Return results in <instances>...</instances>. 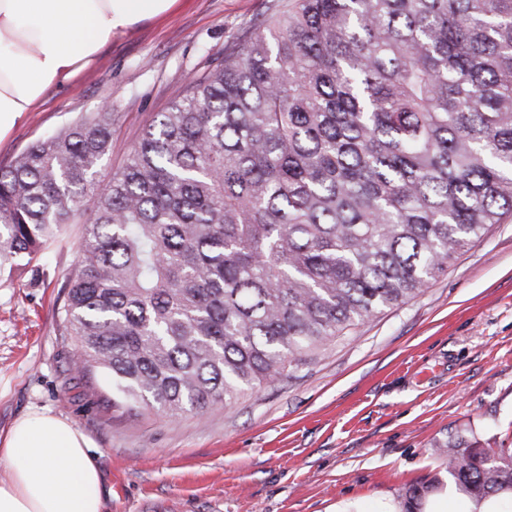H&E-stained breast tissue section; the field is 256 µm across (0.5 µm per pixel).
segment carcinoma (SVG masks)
Here are the masks:
<instances>
[{"label":"carcinoma","mask_w":512,"mask_h":512,"mask_svg":"<svg viewBox=\"0 0 512 512\" xmlns=\"http://www.w3.org/2000/svg\"><path fill=\"white\" fill-rule=\"evenodd\" d=\"M111 145L95 112L0 166V278L83 218L76 369L115 411L229 406L512 216V0H287L101 185ZM436 453L512 491V448Z\"/></svg>","instance_id":"1"}]
</instances>
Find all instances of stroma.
<instances>
[{
    "label": "stroma",
    "mask_w": 512,
    "mask_h": 512,
    "mask_svg": "<svg viewBox=\"0 0 512 512\" xmlns=\"http://www.w3.org/2000/svg\"><path fill=\"white\" fill-rule=\"evenodd\" d=\"M274 0H180L113 35L0 137V166L92 112L112 114L107 182L141 130L257 32ZM83 227L0 280V439L33 410L92 442L108 512H332L362 496L404 501L446 479L432 448L457 435L512 448V218L493 225L409 302L378 314L231 406L171 417L113 411L102 378L73 366L59 311Z\"/></svg>",
    "instance_id": "1"
}]
</instances>
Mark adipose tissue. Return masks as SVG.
<instances>
[{
    "label": "adipose tissue",
    "mask_w": 512,
    "mask_h": 512,
    "mask_svg": "<svg viewBox=\"0 0 512 512\" xmlns=\"http://www.w3.org/2000/svg\"><path fill=\"white\" fill-rule=\"evenodd\" d=\"M178 0H0V132L33 111L47 89L75 77L114 34ZM0 512H105L106 488L89 439L43 411L0 441ZM417 512H512V491L471 498L448 484L425 492Z\"/></svg>",
    "instance_id": "ef3b65f1"
}]
</instances>
